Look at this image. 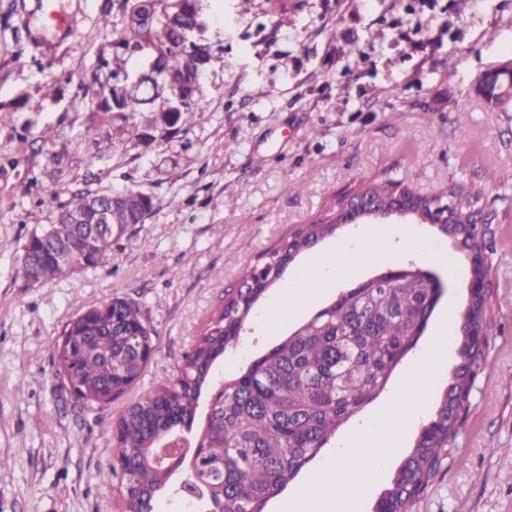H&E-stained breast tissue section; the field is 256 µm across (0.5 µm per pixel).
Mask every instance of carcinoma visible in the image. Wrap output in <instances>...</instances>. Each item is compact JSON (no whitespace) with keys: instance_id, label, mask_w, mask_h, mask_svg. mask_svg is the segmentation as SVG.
<instances>
[{"instance_id":"carcinoma-1","label":"carcinoma","mask_w":512,"mask_h":512,"mask_svg":"<svg viewBox=\"0 0 512 512\" xmlns=\"http://www.w3.org/2000/svg\"><path fill=\"white\" fill-rule=\"evenodd\" d=\"M128 13L143 11L142 20L126 21L120 39L130 51L157 52L151 75L132 89L119 82L126 60L118 54L100 57L99 67L83 86L90 105L112 120V137L131 133L130 120L140 104L157 98L168 101L156 122L170 126L169 114L204 112L207 102L198 85L208 69L211 49L186 42V30L201 29L197 0H183L175 11L170 0H123ZM455 199L452 223L439 230L469 252L472 282H477L473 235V208L478 197L462 185L449 188ZM366 193L381 209L390 205L395 188L375 183ZM108 193L81 190L62 206L58 218L83 215L90 197ZM130 204L119 210L118 221L139 224L152 209V198L138 191L127 193ZM335 213L306 224L283 247L277 260L285 268L300 251L338 228ZM47 230L33 232L23 248L29 252L28 272L38 281L65 278L77 262L61 263L51 251ZM427 273L411 274L403 286L388 288L366 282L351 288L335 303L251 364L239 376L224 382V403L216 404L201 434L207 468L196 493L215 512H263L266 502L281 492L329 441L344 421L382 390L393 368L413 344L424 322ZM264 293L247 288L231 298L214 324L197 338L193 357L175 379L159 381L146 397L128 406L112 422L109 432L119 434L110 471L122 467L127 490L121 492V512H154L157 494L167 485L172 470L156 460L153 439L163 425L179 428L191 424L202 386L210 381L212 364L238 343L253 307ZM123 312L109 324L112 309L103 306L84 311L64 330L65 351L81 355L78 400L85 406L112 402V356L129 347L132 335L152 342L139 308L117 299ZM462 341L458 362L414 448L397 470L377 503L376 512H409L433 478L441 459L451 453L448 444L458 434L457 417L468 401L471 382L480 371L483 346L491 327L486 295L470 288L468 304L460 316Z\"/></svg>"}]
</instances>
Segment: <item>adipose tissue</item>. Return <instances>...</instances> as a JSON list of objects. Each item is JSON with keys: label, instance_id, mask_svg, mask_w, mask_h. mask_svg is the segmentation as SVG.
Here are the masks:
<instances>
[{"label": "adipose tissue", "instance_id": "obj_1", "mask_svg": "<svg viewBox=\"0 0 512 512\" xmlns=\"http://www.w3.org/2000/svg\"><path fill=\"white\" fill-rule=\"evenodd\" d=\"M394 238L412 251L420 254L426 251L424 241L405 226L368 229L356 241L343 245L344 259L338 260L329 254L313 256L303 274L289 283L273 302L266 316L268 328H275L284 313H295L310 304L321 285L352 274L357 262L373 261ZM436 362L437 356L432 350L418 358L388 404L342 441L306 491L291 499L290 512H362L363 490L378 480L384 466L400 447L405 430L413 420L406 406L425 400Z\"/></svg>", "mask_w": 512, "mask_h": 512}]
</instances>
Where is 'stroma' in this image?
I'll use <instances>...</instances> for the list:
<instances>
[{
    "mask_svg": "<svg viewBox=\"0 0 512 512\" xmlns=\"http://www.w3.org/2000/svg\"><path fill=\"white\" fill-rule=\"evenodd\" d=\"M120 2L68 0L66 34L39 24L36 0H0V114L8 118L0 123V458L9 461L0 469V512H117V486L104 478L113 458L108 426L177 374L246 273L369 182L431 197L462 183L480 190L495 216L484 242L492 319L485 360L452 455L411 512H512V112L476 92L484 73L512 61V0H200V39L212 48L201 79L207 111L183 113L165 129L153 124L159 103H146L132 135L116 140L83 101L82 85L118 39ZM421 39L426 49H413ZM47 126L58 135L40 141ZM83 189L139 191L153 209L113 237L99 266L27 285L22 247L56 219L40 197L64 202ZM356 230L340 226L294 258L236 347L214 362L211 381L245 372L348 289L391 270L435 277L439 296L412 347L385 388L336 431L344 437L387 404L450 316L423 413L366 490L364 512H375L453 373L471 275L453 241L420 224L436 261L380 255L268 330L280 288L312 254L334 251ZM115 298L138 305L155 353L125 393L87 409L66 391L53 353L80 307ZM335 450L328 442L264 512H287Z\"/></svg>",
    "mask_w": 512,
    "mask_h": 512,
    "instance_id": "stroma-1",
    "label": "stroma"
}]
</instances>
